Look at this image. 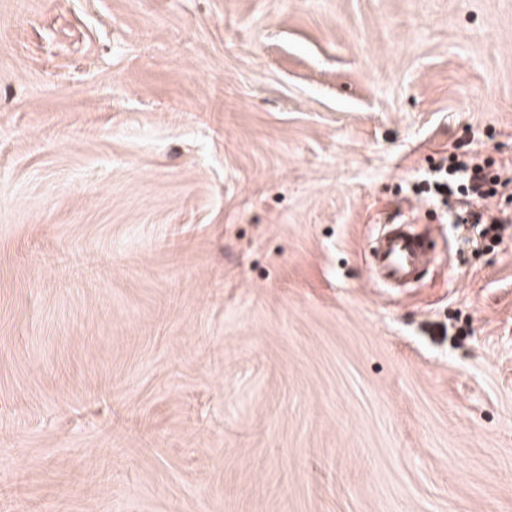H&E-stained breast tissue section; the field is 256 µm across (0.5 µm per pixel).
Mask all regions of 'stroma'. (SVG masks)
Segmentation results:
<instances>
[{
	"label": "stroma",
	"instance_id": "stroma-1",
	"mask_svg": "<svg viewBox=\"0 0 512 512\" xmlns=\"http://www.w3.org/2000/svg\"><path fill=\"white\" fill-rule=\"evenodd\" d=\"M469 153L512 0H0V512H512V199L422 192ZM424 254L423 241L401 227L390 233L383 241L374 268L393 281H401L417 270Z\"/></svg>",
	"mask_w": 512,
	"mask_h": 512
}]
</instances>
